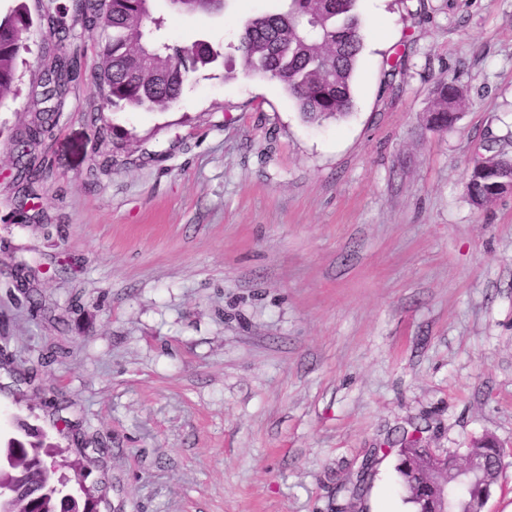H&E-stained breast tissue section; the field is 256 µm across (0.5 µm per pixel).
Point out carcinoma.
Instances as JSON below:
<instances>
[{
    "instance_id": "1",
    "label": "carcinoma",
    "mask_w": 512,
    "mask_h": 512,
    "mask_svg": "<svg viewBox=\"0 0 512 512\" xmlns=\"http://www.w3.org/2000/svg\"><path fill=\"white\" fill-rule=\"evenodd\" d=\"M229 0H218L205 7L197 0H184L175 5L187 14L220 15ZM277 11L255 16L244 24L238 45L225 54L205 39L188 47L166 43L164 19L153 15L152 0H71L59 6L49 0L47 7L32 15L26 0H11L0 12V106L16 94L18 59L23 46L16 43L20 30H30L35 22L65 23L67 19L92 15L97 28L107 29L100 56L111 60L96 76L103 92L104 104L114 107L166 109L182 94L187 73L224 57L225 69L233 72L234 55H239L247 73L278 81L295 101L300 117L308 123L320 124L349 115L353 105V75L364 48L361 21L356 13L357 0H279ZM80 56L73 53L56 55L45 66L53 77L50 88L40 87L44 94L41 108L23 123L19 138L30 143V151L14 178L17 192L34 199L47 173L45 160L39 153L45 136L56 127L60 108L71 86L81 76ZM466 90L456 80L441 78L436 83L434 98L426 116V126L435 131L452 127L462 116ZM485 160L470 170L467 193L478 208L507 191L512 183V158L500 152L496 142L489 141ZM493 440H473L471 452L486 458L484 476L448 488V501L457 512H481L487 490L498 482L503 449L492 448ZM419 440L412 439L398 450L396 472L406 492L404 501L414 512L427 510L429 492L423 487V473L430 455L419 453ZM54 458L55 448L33 440L21 443L10 437L0 440V459L7 465L0 469V479L9 482L23 477L24 491L11 504V512H95V497L81 498L62 504L57 490L70 484L62 459L50 471L34 461L36 456Z\"/></svg>"
}]
</instances>
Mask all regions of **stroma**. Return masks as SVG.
<instances>
[{"label": "stroma", "mask_w": 512, "mask_h": 512, "mask_svg": "<svg viewBox=\"0 0 512 512\" xmlns=\"http://www.w3.org/2000/svg\"><path fill=\"white\" fill-rule=\"evenodd\" d=\"M278 8L155 3L170 44L221 51ZM357 13L351 114L319 125L220 61L167 109L101 107L104 37L78 29L84 78L43 144L33 211L7 145L63 45L32 29L0 106V430L26 420L83 459L99 512H411L396 464L416 430L457 457L494 436L484 512H512V194L479 209L466 188L488 139L512 156V0ZM446 76L467 103L432 131Z\"/></svg>", "instance_id": "stroma-1"}]
</instances>
